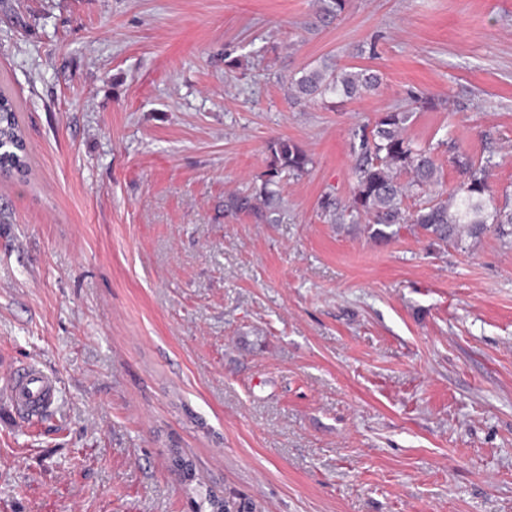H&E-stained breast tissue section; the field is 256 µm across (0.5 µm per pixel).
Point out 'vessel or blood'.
Returning <instances> with one entry per match:
<instances>
[{"instance_id":"vessel-or-blood-1","label":"vessel or blood","mask_w":512,"mask_h":512,"mask_svg":"<svg viewBox=\"0 0 512 512\" xmlns=\"http://www.w3.org/2000/svg\"><path fill=\"white\" fill-rule=\"evenodd\" d=\"M0 386L18 417L32 423L51 410L57 394V380L35 363L17 364L0 358Z\"/></svg>"}]
</instances>
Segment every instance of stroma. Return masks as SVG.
<instances>
[{
	"instance_id": "35a3bbf8",
	"label": "stroma",
	"mask_w": 512,
	"mask_h": 512,
	"mask_svg": "<svg viewBox=\"0 0 512 512\" xmlns=\"http://www.w3.org/2000/svg\"><path fill=\"white\" fill-rule=\"evenodd\" d=\"M325 63L380 85L290 99ZM0 90V350L58 380L29 426L0 393V512H512V247L318 208L394 109L512 203V0H0ZM275 138L313 160L277 222L225 215ZM29 168L25 142L21 134L17 107L0 93V174H23ZM1 174V175H2Z\"/></svg>"
}]
</instances>
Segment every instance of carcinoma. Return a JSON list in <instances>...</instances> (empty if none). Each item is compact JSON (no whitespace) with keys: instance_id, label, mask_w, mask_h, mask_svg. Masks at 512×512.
<instances>
[{"instance_id":"carcinoma-1","label":"carcinoma","mask_w":512,"mask_h":512,"mask_svg":"<svg viewBox=\"0 0 512 512\" xmlns=\"http://www.w3.org/2000/svg\"><path fill=\"white\" fill-rule=\"evenodd\" d=\"M376 76L364 70L332 69L326 65L301 71L290 79L296 100L333 96L340 101L354 100L375 89ZM411 113L394 110L382 113L375 125L357 133L358 156L354 167L355 183L348 205L340 207L324 197L321 214L339 226L362 224L368 237L379 243L395 240L402 229L419 230L430 244L445 248L487 234L512 245V209L494 202L489 183L491 159L476 160L456 152L448 162L458 170L462 181L451 192H438L441 164L436 147L415 144L405 135ZM266 179L250 191L224 196V210L245 214L261 223L274 221L280 198L275 190L282 175L299 177L312 163L296 143L277 139L269 143ZM29 168L21 134L17 107L0 93V172L23 174ZM434 196L414 210L408 198Z\"/></svg>"}]
</instances>
